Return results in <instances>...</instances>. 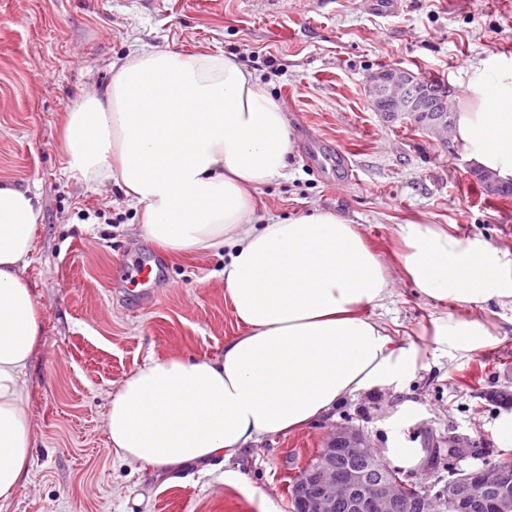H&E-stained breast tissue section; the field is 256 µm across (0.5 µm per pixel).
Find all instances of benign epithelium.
<instances>
[{
  "label": "benign epithelium",
  "instance_id": "benign-epithelium-1",
  "mask_svg": "<svg viewBox=\"0 0 512 512\" xmlns=\"http://www.w3.org/2000/svg\"><path fill=\"white\" fill-rule=\"evenodd\" d=\"M368 89L374 109L391 121L416 119L426 132L452 127L446 87L433 89L407 70L389 68L374 73ZM470 174L490 194L507 190L483 171L474 168ZM388 470L360 430L340 428L294 483L296 512H440L446 499L456 512H512L511 462L468 470L438 494L408 500Z\"/></svg>",
  "mask_w": 512,
  "mask_h": 512
}]
</instances>
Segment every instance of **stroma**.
Instances as JSON below:
<instances>
[{
	"mask_svg": "<svg viewBox=\"0 0 512 512\" xmlns=\"http://www.w3.org/2000/svg\"><path fill=\"white\" fill-rule=\"evenodd\" d=\"M166 48L235 56L282 101L295 152L258 210L293 216L333 210L358 224L389 269L396 230L410 219L512 248V198L474 196L471 161L452 137L389 121L370 105L371 74L389 67L444 82L463 94L472 67L512 60V0H401L391 17L366 0H0V179L40 194L42 220L23 276L38 305L41 344L30 369L27 411L34 446L30 478L6 512H293L289 486L339 427L361 429L376 449L402 439L426 449L462 446L454 462L430 458L406 483L437 494L448 470L512 461L496 422L512 412V307L488 303L493 345L467 357L436 351L428 332L448 306L418 298L397 280L375 309L398 339L418 344L429 365L405 396L376 394L335 417L249 446L212 472L177 474L121 460L105 433L108 397L147 358L214 357L239 327L224 297V256L172 254L139 231L141 210L119 188L103 191L64 173L62 125L112 62ZM343 151L348 168L318 174L312 153ZM137 256L159 261L152 301L118 277ZM421 419L390 422L402 400ZM241 481H225L224 471Z\"/></svg>",
	"mask_w": 512,
	"mask_h": 512,
	"instance_id": "1",
	"label": "stroma"
}]
</instances>
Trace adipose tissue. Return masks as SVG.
Wrapping results in <instances>:
<instances>
[{
    "label": "adipose tissue",
    "instance_id": "ef3b65f1",
    "mask_svg": "<svg viewBox=\"0 0 512 512\" xmlns=\"http://www.w3.org/2000/svg\"><path fill=\"white\" fill-rule=\"evenodd\" d=\"M67 177L116 183L165 250L225 251V296L239 335L213 358L151 359L110 395L117 454L156 470L230 460L265 437L309 427L349 402L402 392L427 364L371 311L392 293L358 225L333 211L258 212L295 144L282 103L234 57L130 53L106 87L87 86L64 121ZM458 151L512 181V62L475 67L458 103ZM42 220L36 192L0 180V507L29 479V369L40 342L22 271ZM397 261L419 297L447 303L431 321L449 357L496 340L464 308L512 306V250L416 219Z\"/></svg>",
    "mask_w": 512,
    "mask_h": 512
}]
</instances>
